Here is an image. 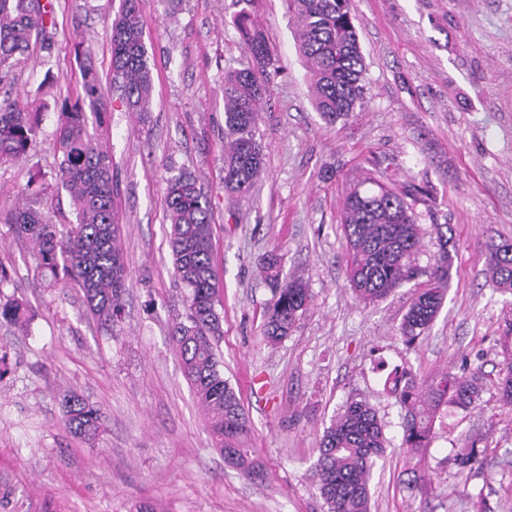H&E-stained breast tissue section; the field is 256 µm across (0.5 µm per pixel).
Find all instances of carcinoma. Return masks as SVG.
Instances as JSON below:
<instances>
[{"label":"carcinoma","mask_w":512,"mask_h":512,"mask_svg":"<svg viewBox=\"0 0 512 512\" xmlns=\"http://www.w3.org/2000/svg\"><path fill=\"white\" fill-rule=\"evenodd\" d=\"M255 0H236L242 8L233 23L249 49L251 62L224 75V190L249 196L264 169L265 154L259 120L266 93L276 74L269 38L251 7ZM296 25V45L310 81L313 100L328 127L347 118L362 104L365 73L351 0H285ZM147 20L139 0H121L111 24V82L128 112H146L152 80L143 40ZM56 26L41 0H0V83L31 48L32 41ZM108 100L91 58L82 63L80 90L62 103L54 142L61 156L57 184L71 197L77 222L67 230L49 223L38 211L18 208L3 223L15 226L26 239L41 277L52 286L67 279L82 291L101 325L110 328L121 317L128 288V271L119 244L114 214L112 158L87 131V114L102 119ZM39 132V115L17 100L0 102V159L25 157ZM415 188L399 190L364 178L346 195L341 227L348 254L347 277L359 301L371 303L389 296L416 276L426 287L415 290L400 333L413 344L430 329L448 291L453 268L449 225L438 224V251L433 263L419 267L421 226L414 205ZM166 220L174 274L186 288L185 319L172 329L183 375L207 418L210 434L224 461L258 480L263 469L249 445L245 410L219 366L218 344L223 335L220 280L214 256V208L197 187L196 177L183 170L166 179ZM488 270L492 284L512 293V244H493ZM272 297L264 310L268 342L287 338L305 314L310 293L306 282L281 278L278 250L262 260ZM26 311L18 302L0 304V319L18 324ZM485 376L480 371L441 373L421 381L407 373L393 394L404 411L403 441L420 452L431 440L441 409L468 410L481 397ZM497 384L502 405L512 408V351L499 364ZM63 421L75 435L92 440L102 429L99 409L75 394L62 400ZM482 438L466 436L454 454L465 469H481L487 461ZM315 475L328 512H371L370 479L385 452L384 425L365 400L352 399L324 430L317 448Z\"/></svg>","instance_id":"cac0c4a2"}]
</instances>
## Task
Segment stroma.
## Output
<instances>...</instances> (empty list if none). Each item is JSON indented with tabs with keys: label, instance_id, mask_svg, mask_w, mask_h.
<instances>
[{
	"label": "stroma",
	"instance_id": "35a3bbf8",
	"mask_svg": "<svg viewBox=\"0 0 512 512\" xmlns=\"http://www.w3.org/2000/svg\"><path fill=\"white\" fill-rule=\"evenodd\" d=\"M58 25L0 85V98L32 101L41 125L27 157L0 161V213L26 204L71 224L57 189V112L81 79L72 19L102 84H110V27L120 0H51ZM365 58L361 108L325 127L295 46L285 0H256L277 76L259 133L266 164L250 197L223 188L226 72L249 55L234 0H141L153 74L150 110L110 105L89 122L112 157L120 244L132 278L125 314L102 328L75 285L48 286L26 244L0 223V265L11 275L0 300L27 308V323H0V512H326L313 476L324 429L351 399L385 425V454L371 480V512H475L478 496L512 504V411L494 381L507 352L512 293L486 275L490 244L512 243V0H352ZM191 171L215 206L225 379L251 424L264 469L255 482L225 463L183 375L170 337L183 319V288L165 222V180ZM396 188H422L418 265L437 252L435 225H452V279L432 327L406 344L400 324L413 289L359 302L346 279L340 226L350 185L365 173ZM279 249L283 277L306 281L312 301L277 345L263 335L271 298L259 266ZM481 368L487 380L470 411H446L419 463L429 478L406 483L411 455L403 413L386 389L395 370L427 380ZM76 393L100 408L93 441L61 420ZM481 434L484 471H460L461 437Z\"/></svg>",
	"mask_w": 512,
	"mask_h": 512
}]
</instances>
